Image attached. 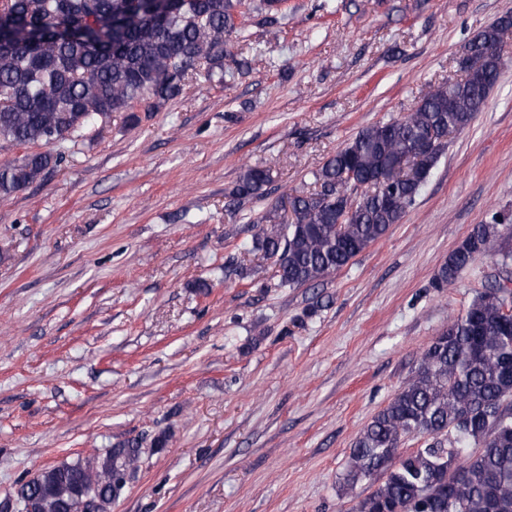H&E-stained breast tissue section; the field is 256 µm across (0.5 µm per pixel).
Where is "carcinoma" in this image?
<instances>
[{
  "label": "carcinoma",
  "mask_w": 512,
  "mask_h": 512,
  "mask_svg": "<svg viewBox=\"0 0 512 512\" xmlns=\"http://www.w3.org/2000/svg\"><path fill=\"white\" fill-rule=\"evenodd\" d=\"M283 0H261L269 34ZM241 0H0V140L40 145L0 166V199L62 161L48 147L97 122L176 98L190 73L224 81L226 47L242 28ZM507 14L469 43L461 81L427 90L411 111L356 136L314 174L318 189L288 197L290 217L271 208L251 224L252 251L278 268L280 284L300 287L347 266L400 222L447 146L469 127L498 80ZM264 167L246 168L235 200L262 198ZM495 272L465 311L425 348L418 368L356 437L339 492L379 472L385 480L354 512H512V225L477 224L440 267L437 287L453 285L475 255ZM425 447L402 452L409 436ZM139 443L39 472L13 495L14 512H112L139 469Z\"/></svg>",
  "instance_id": "carcinoma-1"
}]
</instances>
